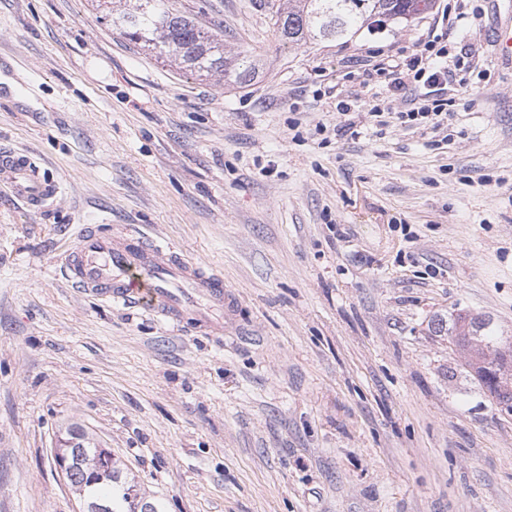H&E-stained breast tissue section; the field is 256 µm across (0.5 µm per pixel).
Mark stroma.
Returning a JSON list of instances; mask_svg holds the SVG:
<instances>
[{"label": "stroma", "instance_id": "stroma-1", "mask_svg": "<svg viewBox=\"0 0 512 512\" xmlns=\"http://www.w3.org/2000/svg\"><path fill=\"white\" fill-rule=\"evenodd\" d=\"M168 2L262 74H185L94 0H0V147L60 186L40 211L0 194V512H79L51 458L71 423L163 512H512V415L435 331L465 310L512 336V0L306 45L280 0ZM444 11L485 67L449 83L447 141L402 98L370 113L376 58ZM86 224L223 276V335L73 288Z\"/></svg>", "mask_w": 512, "mask_h": 512}]
</instances>
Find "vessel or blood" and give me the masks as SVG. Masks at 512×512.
I'll list each match as a JSON object with an SVG mask.
<instances>
[{
	"label": "vessel or blood",
	"instance_id": "obj_1",
	"mask_svg": "<svg viewBox=\"0 0 512 512\" xmlns=\"http://www.w3.org/2000/svg\"><path fill=\"white\" fill-rule=\"evenodd\" d=\"M0 188L34 210L59 191L29 154L10 148H0ZM61 267L80 292L113 304L149 306L186 329L223 334L234 307L222 276L121 232L84 227L62 256Z\"/></svg>",
	"mask_w": 512,
	"mask_h": 512
}]
</instances>
